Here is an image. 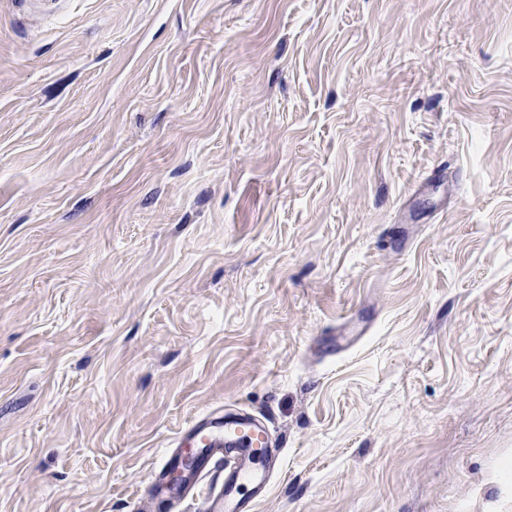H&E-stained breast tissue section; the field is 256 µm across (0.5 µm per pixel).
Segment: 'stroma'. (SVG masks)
<instances>
[{"label":"stroma","mask_w":512,"mask_h":512,"mask_svg":"<svg viewBox=\"0 0 512 512\" xmlns=\"http://www.w3.org/2000/svg\"><path fill=\"white\" fill-rule=\"evenodd\" d=\"M512 512V0H0V512ZM194 418L177 437L178 447L192 449L195 464L193 486L202 479L211 482L209 494L202 500L200 512H254L261 500L245 497L249 488L260 487L269 492L264 463L271 455L272 440L267 428L247 413ZM262 495V496H263ZM183 452L164 458L155 468L148 486L149 493L162 501H180L183 498L181 484L178 480L180 461Z\"/></svg>","instance_id":"stroma-1"}]
</instances>
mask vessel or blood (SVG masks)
I'll return each instance as SVG.
<instances>
[{"instance_id": "b4317fda", "label": "vessel or blood", "mask_w": 512, "mask_h": 512, "mask_svg": "<svg viewBox=\"0 0 512 512\" xmlns=\"http://www.w3.org/2000/svg\"><path fill=\"white\" fill-rule=\"evenodd\" d=\"M176 443L192 452V483L205 478L211 482L200 512H255L258 503L245 491L268 488L264 464L272 448L270 434L259 420L247 413H213L191 420L178 433ZM180 461L177 454L163 459L151 476L150 494L164 501L181 500Z\"/></svg>"}]
</instances>
